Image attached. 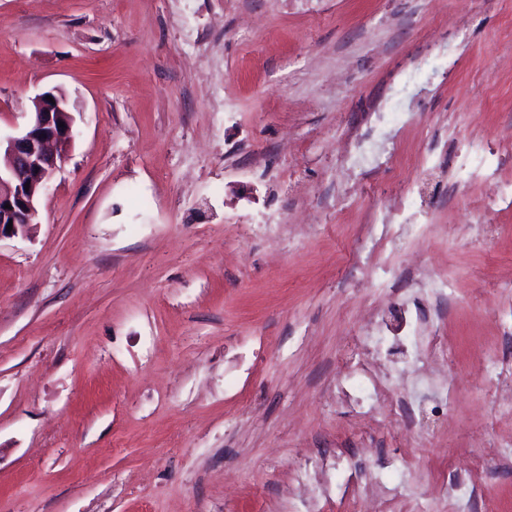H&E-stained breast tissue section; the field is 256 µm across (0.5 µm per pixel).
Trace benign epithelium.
<instances>
[{
	"mask_svg": "<svg viewBox=\"0 0 512 512\" xmlns=\"http://www.w3.org/2000/svg\"><path fill=\"white\" fill-rule=\"evenodd\" d=\"M48 96L53 101L46 100ZM75 139L69 98L57 87L32 100L22 130L0 134V238L28 234L38 215L39 200ZM9 224L10 231L6 230Z\"/></svg>",
	"mask_w": 512,
	"mask_h": 512,
	"instance_id": "benign-epithelium-1",
	"label": "benign epithelium"
}]
</instances>
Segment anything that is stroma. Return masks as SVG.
Masks as SVG:
<instances>
[{
  "label": "stroma",
  "mask_w": 512,
  "mask_h": 512,
  "mask_svg": "<svg viewBox=\"0 0 512 512\" xmlns=\"http://www.w3.org/2000/svg\"><path fill=\"white\" fill-rule=\"evenodd\" d=\"M55 87L75 145L0 239V512H319L370 470L445 512L478 465L512 512V201L458 172L479 138L512 179V0H0V131ZM403 302L447 407L342 402ZM477 476L467 475L466 478H454L449 483L442 482L443 495L446 498L453 501L451 509L462 510L464 508L463 503L469 497L471 490L476 485Z\"/></svg>",
  "instance_id": "35a3bbf8"
}]
</instances>
